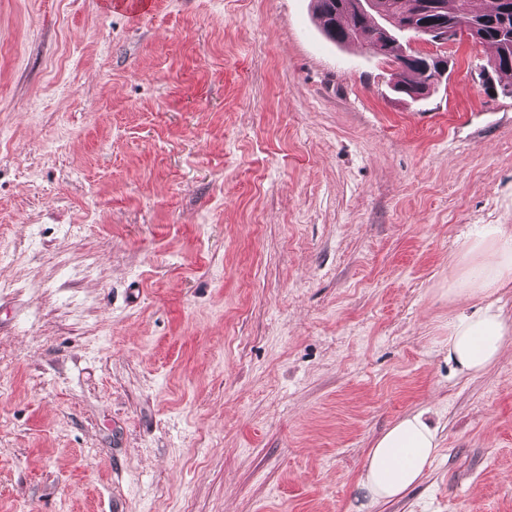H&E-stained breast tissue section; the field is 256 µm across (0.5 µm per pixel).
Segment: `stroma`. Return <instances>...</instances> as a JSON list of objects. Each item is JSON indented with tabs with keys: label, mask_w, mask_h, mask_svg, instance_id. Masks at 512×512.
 Here are the masks:
<instances>
[{
	"label": "stroma",
	"mask_w": 512,
	"mask_h": 512,
	"mask_svg": "<svg viewBox=\"0 0 512 512\" xmlns=\"http://www.w3.org/2000/svg\"><path fill=\"white\" fill-rule=\"evenodd\" d=\"M419 101L313 0H0V512H512V357L448 361L512 229V97ZM439 450L368 504L377 436ZM467 245L470 250L484 252V257L470 266L459 288H450L457 296L483 299L512 280V231H507L503 224H488L477 239ZM438 448L437 427L426 413H409L375 439L359 486L375 502L397 498L420 482Z\"/></svg>",
	"instance_id": "1"
}]
</instances>
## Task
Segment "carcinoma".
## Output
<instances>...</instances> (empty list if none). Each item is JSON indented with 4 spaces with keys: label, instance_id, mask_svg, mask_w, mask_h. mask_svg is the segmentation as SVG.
<instances>
[{
    "label": "carcinoma",
    "instance_id": "carcinoma-1",
    "mask_svg": "<svg viewBox=\"0 0 512 512\" xmlns=\"http://www.w3.org/2000/svg\"><path fill=\"white\" fill-rule=\"evenodd\" d=\"M315 12L326 28L334 26V35L330 36L333 41L343 44L347 42V32L360 30L362 40L373 46L392 53L395 59L402 54L401 46L388 41V38L379 30L378 26L370 21V16H359L352 8L351 0H314ZM377 8L386 15L400 17L414 12L418 0H376ZM438 11L427 14L423 22L428 25H440L449 22L459 14H468L474 21L479 42L494 48V56L488 62V67L481 71L480 76L486 72L494 73L500 80V90L512 89V11L505 14L498 10V4L488 10H478L473 5V0H438ZM425 60L418 58L414 65L404 71L403 83L413 88L426 90L428 76L425 75Z\"/></svg>",
    "mask_w": 512,
    "mask_h": 512
}]
</instances>
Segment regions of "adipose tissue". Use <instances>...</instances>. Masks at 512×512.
I'll return each instance as SVG.
<instances>
[{
    "mask_svg": "<svg viewBox=\"0 0 512 512\" xmlns=\"http://www.w3.org/2000/svg\"><path fill=\"white\" fill-rule=\"evenodd\" d=\"M469 247L483 259L470 266L455 293L481 305L449 321L448 360L459 373L476 375L494 366L507 348L505 321L483 299L512 280V231L487 225ZM438 448L437 428L425 412L407 414L375 439L359 485L372 501L397 498L420 482Z\"/></svg>",
    "mask_w": 512,
    "mask_h": 512,
    "instance_id": "adipose-tissue-1",
    "label": "adipose tissue"
}]
</instances>
